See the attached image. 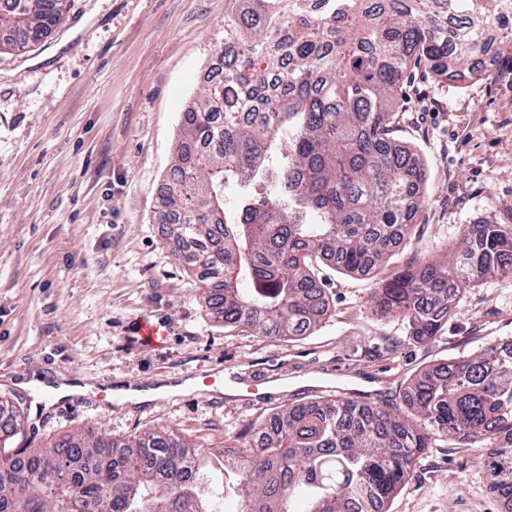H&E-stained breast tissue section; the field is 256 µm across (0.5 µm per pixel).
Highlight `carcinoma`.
Returning <instances> with one entry per match:
<instances>
[{
	"instance_id": "1",
	"label": "carcinoma",
	"mask_w": 512,
	"mask_h": 512,
	"mask_svg": "<svg viewBox=\"0 0 512 512\" xmlns=\"http://www.w3.org/2000/svg\"><path fill=\"white\" fill-rule=\"evenodd\" d=\"M504 0H224L222 77L183 112L158 209L214 318L304 335L328 305L315 266L369 276L424 204L425 172L388 137L410 66L440 79L490 73L512 49ZM67 0H0V50L42 41ZM512 271V228L469 224L452 261H422L372 293L429 343L464 291ZM398 414L327 398L291 403L208 456L173 431L125 441L89 430L4 451L0 512H387L434 437L493 448L492 489L512 501V341L421 370Z\"/></svg>"
}]
</instances>
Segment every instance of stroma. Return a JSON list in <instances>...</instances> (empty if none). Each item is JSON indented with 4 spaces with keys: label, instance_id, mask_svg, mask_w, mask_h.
Returning a JSON list of instances; mask_svg holds the SVG:
<instances>
[{
    "label": "stroma",
    "instance_id": "35a3bbf8",
    "mask_svg": "<svg viewBox=\"0 0 512 512\" xmlns=\"http://www.w3.org/2000/svg\"><path fill=\"white\" fill-rule=\"evenodd\" d=\"M224 39V0H70L41 44L0 52V403L20 426L14 448H47L92 429L123 440L176 430L193 446L274 408L339 397L402 409L426 367L512 340V272L466 289L433 342L375 316L374 288L413 262L458 252L470 224L512 226V69L446 81L410 68L394 140L427 165L425 202L377 276L318 268L329 310L296 340L217 323L156 212L182 113ZM161 346L140 345V318ZM265 373L272 398L187 391L127 406L96 394L198 374ZM90 385L38 404L33 380ZM484 448L436 437L388 512H512L490 487Z\"/></svg>",
    "mask_w": 512,
    "mask_h": 512
}]
</instances>
